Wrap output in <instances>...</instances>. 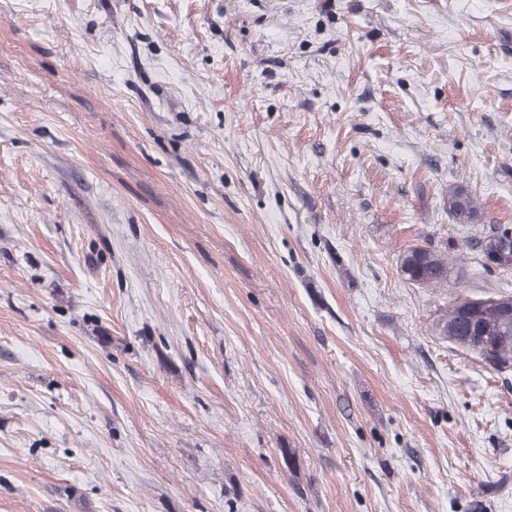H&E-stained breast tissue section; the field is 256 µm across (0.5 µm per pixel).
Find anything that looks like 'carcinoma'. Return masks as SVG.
Returning a JSON list of instances; mask_svg holds the SVG:
<instances>
[{
    "label": "carcinoma",
    "mask_w": 512,
    "mask_h": 512,
    "mask_svg": "<svg viewBox=\"0 0 512 512\" xmlns=\"http://www.w3.org/2000/svg\"><path fill=\"white\" fill-rule=\"evenodd\" d=\"M448 212L459 224L477 221L478 207L472 193L462 185L448 190ZM400 268L406 280L428 288L448 286V257L426 247L403 252ZM439 334L448 341L494 358L501 367L512 366V312L497 314L478 308L463 316L457 306L438 322Z\"/></svg>",
    "instance_id": "cac0c4a2"
}]
</instances>
